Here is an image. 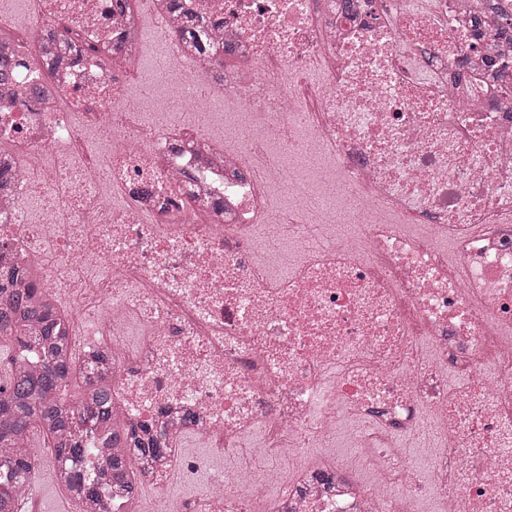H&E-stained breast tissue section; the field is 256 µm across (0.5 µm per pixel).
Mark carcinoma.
<instances>
[{
    "label": "carcinoma",
    "mask_w": 512,
    "mask_h": 512,
    "mask_svg": "<svg viewBox=\"0 0 512 512\" xmlns=\"http://www.w3.org/2000/svg\"><path fill=\"white\" fill-rule=\"evenodd\" d=\"M203 20L182 15L179 33L198 39ZM59 64L74 48L62 31L47 33ZM0 34V92L35 101L36 84L16 81V59ZM41 270L13 269L0 279V348L13 351L0 368V512H21L38 462L29 452L31 436L49 442L58 483L82 504V512H111L112 493L133 502L141 484L133 479L134 463L146 467L167 457L171 441L163 430L133 426L112 408V356L104 351L77 355L53 298L37 287ZM82 383L76 399L68 397L74 382Z\"/></svg>",
    "instance_id": "obj_1"
}]
</instances>
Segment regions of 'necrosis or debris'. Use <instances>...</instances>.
<instances>
[{
    "instance_id": "1",
    "label": "necrosis or debris",
    "mask_w": 512,
    "mask_h": 512,
    "mask_svg": "<svg viewBox=\"0 0 512 512\" xmlns=\"http://www.w3.org/2000/svg\"><path fill=\"white\" fill-rule=\"evenodd\" d=\"M162 0H23L0 98L12 168L0 264L39 265L90 348L112 352L131 421L186 414L210 468L178 451L150 478L204 475L195 512H512V58L480 0H183L218 71ZM64 22L81 55L43 59ZM164 32L152 122L141 27ZM335 194H328V186ZM42 198L38 223L21 200ZM335 479H327V472ZM8 44H12L11 36L6 32L0 35V96L2 91L5 95L15 97L25 103L35 101L41 91L36 84L28 86L19 85L16 81V59L9 51ZM6 46V47H5Z\"/></svg>"
}]
</instances>
